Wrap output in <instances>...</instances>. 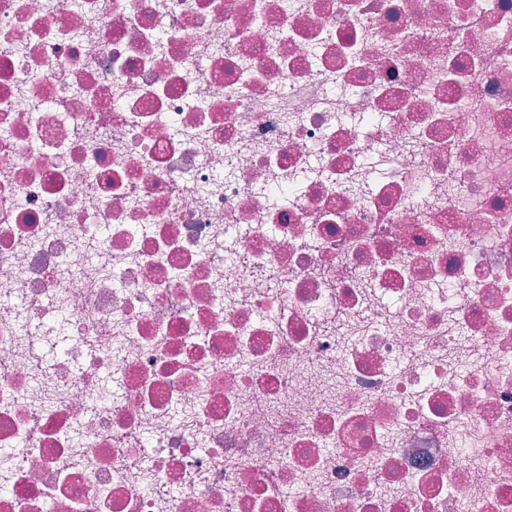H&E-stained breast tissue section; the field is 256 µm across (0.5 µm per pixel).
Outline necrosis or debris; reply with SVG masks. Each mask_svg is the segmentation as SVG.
<instances>
[{
    "mask_svg": "<svg viewBox=\"0 0 512 512\" xmlns=\"http://www.w3.org/2000/svg\"><path fill=\"white\" fill-rule=\"evenodd\" d=\"M0 512H512V0H0Z\"/></svg>",
    "mask_w": 512,
    "mask_h": 512,
    "instance_id": "obj_1",
    "label": "necrosis or debris"
}]
</instances>
